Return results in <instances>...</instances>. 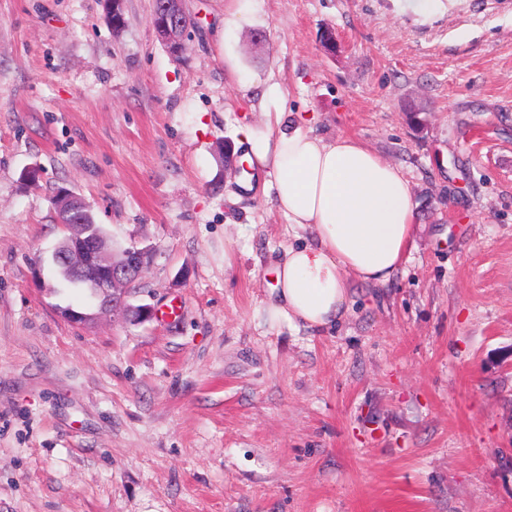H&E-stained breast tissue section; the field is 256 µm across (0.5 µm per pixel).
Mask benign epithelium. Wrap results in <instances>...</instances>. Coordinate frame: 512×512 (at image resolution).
Masks as SVG:
<instances>
[{
    "label": "benign epithelium",
    "instance_id": "7a95c632",
    "mask_svg": "<svg viewBox=\"0 0 512 512\" xmlns=\"http://www.w3.org/2000/svg\"><path fill=\"white\" fill-rule=\"evenodd\" d=\"M190 17L183 0H155L152 25L164 46L173 55L185 50V37ZM87 203L78 195L62 190L56 195L55 207L63 216L60 226L65 235L52 248L54 262L68 276L86 283L92 289L99 311L112 316L146 321L152 318L149 306L134 307L128 303L133 284L142 276L150 262V251L132 242L125 247L106 249V237L81 222Z\"/></svg>",
    "mask_w": 512,
    "mask_h": 512
}]
</instances>
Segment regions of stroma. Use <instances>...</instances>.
I'll list each match as a JSON object with an SVG mask.
<instances>
[{
	"label": "stroma",
	"instance_id": "obj_1",
	"mask_svg": "<svg viewBox=\"0 0 512 512\" xmlns=\"http://www.w3.org/2000/svg\"><path fill=\"white\" fill-rule=\"evenodd\" d=\"M0 0V512H512V0ZM286 109L399 166L416 231L382 286L321 331L271 320L297 237L241 192L262 124L224 48ZM38 166V181L22 172ZM149 247L131 305L60 284L53 200ZM184 0H155L152 25L164 46L173 55L185 50V37L192 26L183 7ZM224 5V33L248 22L255 10L256 0H227Z\"/></svg>",
	"mask_w": 512,
	"mask_h": 512
}]
</instances>
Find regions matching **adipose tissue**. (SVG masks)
<instances>
[{"label": "adipose tissue", "instance_id": "1", "mask_svg": "<svg viewBox=\"0 0 512 512\" xmlns=\"http://www.w3.org/2000/svg\"><path fill=\"white\" fill-rule=\"evenodd\" d=\"M224 64L239 88L260 83L233 52ZM263 86L260 106L275 120L242 128L246 159L276 210L309 235L284 248L268 312L327 328L347 314L351 281L382 285L401 266L416 227L410 187L365 144L313 135L304 116L284 112L279 84Z\"/></svg>", "mask_w": 512, "mask_h": 512}]
</instances>
